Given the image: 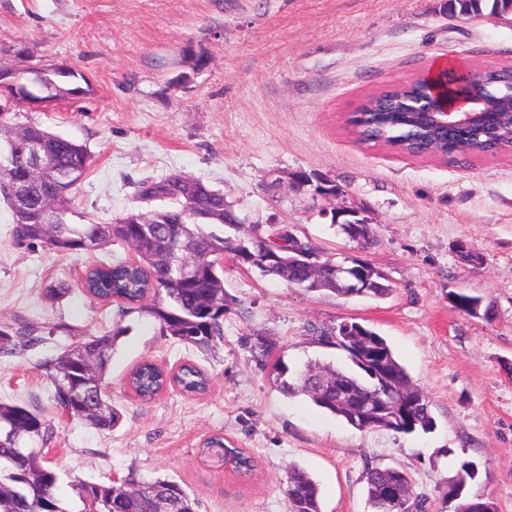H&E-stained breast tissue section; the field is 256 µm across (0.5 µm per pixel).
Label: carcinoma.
<instances>
[{"label":"carcinoma","instance_id":"1","mask_svg":"<svg viewBox=\"0 0 512 512\" xmlns=\"http://www.w3.org/2000/svg\"><path fill=\"white\" fill-rule=\"evenodd\" d=\"M452 17L512 15V0H448ZM77 74L66 65L38 67L17 73L0 65V202L12 214L17 244H41L55 253H93L108 242L130 245L138 255L134 263L105 264L90 271L81 284L92 299L110 302L116 298L126 310L144 312L158 324L160 332L183 344L208 348L224 340V267L221 257L229 252L249 253L246 266L264 275L277 277L293 286H301L306 272L300 267L282 269L266 260L263 252L252 247L256 235L271 239L267 251L280 257L301 244L286 224H251L245 236H238L240 226L229 225L224 193L204 181L170 174L158 181L138 184L137 196L144 203L161 205L138 210L112 224L77 223L75 190L90 172L93 157L86 146L54 134L40 125L20 122L17 109L23 102L9 98L13 86H22L49 103L77 101L89 92L76 82ZM512 67L474 70L469 92L483 97L490 110L478 129H463L447 135L437 132L430 121L413 110L415 92L431 91L419 78L404 86L381 89L364 100L350 123L362 143L384 144L400 153L437 156L450 163L466 155L494 154L512 148ZM38 148L43 166L26 174L12 166L14 151L27 144ZM308 189L318 193L343 194L341 186L327 177L304 172ZM177 239L184 252L196 264L195 272L181 278L170 271L166 261L169 243ZM463 312L486 321L494 309L483 305L480 297L461 294ZM123 329L99 336H86L64 347L57 357L41 363L53 386V402L70 418L88 422L100 431L112 430L120 420L106 391L105 377L112 358V348ZM317 343L345 352L348 365L313 364L293 381L285 379L286 366H274L276 380L288 395L303 394L317 407L350 422L352 407L384 409L387 420L373 424V429L396 433H427L435 420L428 398L399 422L393 418L395 406L415 396L414 385L406 369L398 362L386 339L363 328L343 333L341 327L321 330ZM44 341L42 332L27 325L16 330L0 328V356L22 355ZM184 392L203 394L209 386L204 372L184 364L168 375L152 363H143L131 373L129 384L143 401L153 399L169 383ZM9 429L26 441L45 444L53 437V426L41 413L18 405L0 404V429ZM18 445L0 436V512H70L66 499L59 495L60 474L45 465V454L17 455ZM201 454L220 466L227 464L248 476L255 470L250 456L239 448L224 446V439H209ZM479 475L473 461L461 463L456 476L461 481L448 490H462L456 504L475 501L471 484ZM367 502L373 512H422V501L413 490L409 475L398 468L368 467L365 470ZM290 512H322L318 483L306 471L292 467L283 479ZM78 512H196L197 502L178 482L170 479L144 481L134 472L122 479L97 483L75 478L69 482Z\"/></svg>","mask_w":512,"mask_h":512}]
</instances>
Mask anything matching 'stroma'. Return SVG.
<instances>
[{
    "instance_id": "stroma-1",
    "label": "stroma",
    "mask_w": 512,
    "mask_h": 512,
    "mask_svg": "<svg viewBox=\"0 0 512 512\" xmlns=\"http://www.w3.org/2000/svg\"><path fill=\"white\" fill-rule=\"evenodd\" d=\"M446 0H0V64H64L90 93L23 119L87 146L95 162L75 192L88 220L109 224L138 209L137 185L179 172L222 190L249 222L290 225L326 256H360L386 272V298L309 292L224 257V339L201 349L161 335L152 317L93 303L79 283L89 266L127 261L114 242L92 253L17 245L0 205V326H63L33 350L0 357V402L40 411L55 435L47 461L102 482L136 472L169 478L197 512H289L290 466L318 482L322 512H369L363 474L396 467L426 512H449L448 479L461 461L480 466V490L512 512V150L449 165L358 141L347 120L374 90L404 85L447 57L473 68L512 66V22L451 18ZM204 52L206 68H191ZM186 75L173 85L177 75ZM344 193L292 188L297 170ZM365 210L374 239L362 249L320 210ZM467 242L476 263L457 252ZM65 288L50 300L46 290ZM482 297L495 317L456 310L454 293ZM357 321L373 328L431 404L433 432L360 431L302 395H286L272 370L345 366L317 331ZM124 327L106 384L119 424L101 431L59 414L43 360L81 337ZM271 354H263L262 345ZM149 360L191 362L211 379L187 396L170 388L140 401L126 376ZM221 436L257 469L240 478L200 456Z\"/></svg>"
}]
</instances>
